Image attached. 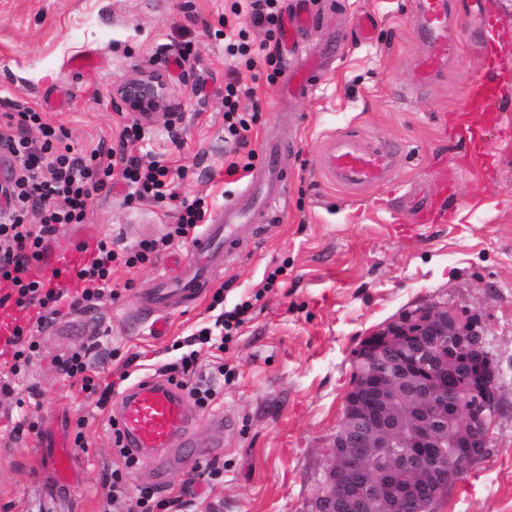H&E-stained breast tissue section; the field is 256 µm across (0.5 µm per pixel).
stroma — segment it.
I'll list each match as a JSON object with an SVG mask.
<instances>
[{
    "mask_svg": "<svg viewBox=\"0 0 512 512\" xmlns=\"http://www.w3.org/2000/svg\"><path fill=\"white\" fill-rule=\"evenodd\" d=\"M453 2L448 24L460 35L458 58L418 86L415 64L428 48L414 28L416 0H279L282 13L303 6L319 16L300 43L327 50L313 95L284 102L286 70L303 55L286 54L264 29L235 15L233 0H0V113L20 106L41 112L78 152L115 148L133 116L114 103L113 85L141 68L162 71L169 109L145 122L138 147L181 171L180 196L203 199L211 219L245 183L226 173L235 156L224 141V84L234 77L255 89L239 103L240 111L258 113L249 133L253 163L262 164L266 141L278 143L288 195L283 211L243 227L242 258L195 304L170 311L165 335H153L132 312L159 275L190 257L188 241L135 267L114 266L113 295L41 328L25 378L14 394L0 395V512H131L141 489L169 498L188 479L195 512H307L342 419L358 344L399 313L435 302L477 320L499 371L488 455L438 512H512V0H484L488 26L480 25L473 0ZM365 13L377 23L362 41L355 23ZM238 30L251 46L266 44L274 65L250 69L229 55L226 36ZM484 41L500 56L499 88L486 111L469 114ZM89 52L102 63L91 77L72 67ZM182 53L188 62L175 66ZM465 113L467 127L458 122ZM338 137L396 146L388 185L336 182L327 158ZM430 203L439 211L435 222L415 223L414 213ZM175 221L165 203L127 199L118 187L97 196L85 223L67 226L57 243L103 239L129 247L161 237ZM219 290L228 307L264 293L262 311L228 350L200 353L202 372L223 363L229 380L219 382L211 405L195 408L181 455L125 472V494L111 500L102 473L122 461L108 416L57 371L55 359L106 345L108 354L92 364L101 383L123 393V370L136 380L155 377L181 357L185 337L213 326ZM21 414L36 429L16 440L10 431ZM218 415L226 430L212 427ZM80 417L87 421L86 445L76 451L80 479L54 488L37 450L50 437L72 445ZM213 446L223 476L195 479Z\"/></svg>",
    "mask_w": 512,
    "mask_h": 512,
    "instance_id": "1",
    "label": "stroma"
}]
</instances>
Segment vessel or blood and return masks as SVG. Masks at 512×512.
<instances>
[{
	"label": "vessel or blood",
	"instance_id": "b4317fda",
	"mask_svg": "<svg viewBox=\"0 0 512 512\" xmlns=\"http://www.w3.org/2000/svg\"><path fill=\"white\" fill-rule=\"evenodd\" d=\"M448 0H418V25L430 44L429 53L416 66L415 82L424 84L443 68L455 51L448 33ZM308 65L302 70L288 71L283 94H310L320 69V54L308 52ZM394 156L390 148L377 145L363 147L350 140L333 145L328 166L338 182L350 185L380 184L386 181ZM279 159L275 152L265 151L264 162L255 169L245 190L225 204L219 220L205 225L194 244V255L185 260L175 275L160 278L156 287L142 297L141 315L149 316L157 335L166 332L168 311L199 299L213 273L223 267L236 250L238 231L261 206L280 198L284 185L279 177ZM122 444L136 459H144L146 451L165 452L187 446L194 416L181 392L163 380L147 379L129 388L118 404ZM40 463L58 485L74 482V454L71 449H40Z\"/></svg>",
	"mask_w": 512,
	"mask_h": 512
}]
</instances>
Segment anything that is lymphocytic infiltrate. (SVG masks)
<instances>
[{
    "instance_id": "obj_1",
    "label": "lymphocytic infiltrate",
    "mask_w": 512,
    "mask_h": 512,
    "mask_svg": "<svg viewBox=\"0 0 512 512\" xmlns=\"http://www.w3.org/2000/svg\"><path fill=\"white\" fill-rule=\"evenodd\" d=\"M254 89L242 88L237 79L224 84V130L231 151L238 157L228 167L229 173L250 171L254 151L249 150L247 134L253 121L240 112L241 96H254ZM40 132V139L28 137L29 129ZM64 129L54 128L41 113L32 109L0 114V146L15 155L22 164L24 176L18 190L7 200L0 215V308L11 305L19 309V317L5 321L10 335L9 373L0 377V392L11 393L13 377L19 376L39 344L34 327L44 326L59 318L63 310L88 309L101 299L112 282V267H133L157 257L162 246L173 239L195 238L205 217L201 200L187 202L176 193L170 178L171 169L159 159L135 154L141 138V127L125 125L120 133L121 149L113 151L96 146L86 152H75L64 145ZM131 187L141 198L170 201L178 214L164 237L140 241L137 245L115 251L103 240L95 245H81V260L66 271L45 272L43 262L51 245L68 225L84 223L88 204L115 183ZM38 211L37 223H30L31 211ZM262 292L236 303L216 319L220 333L202 328L191 339L192 350L184 353L179 363L161 366L170 385L188 391L199 407L211 404L215 392L210 383L196 379L199 348L202 345L225 350L233 336L252 319ZM58 370L76 380L81 392L95 398V406L106 410L112 406L114 384H101L89 358L88 350L73 352L57 359Z\"/></svg>"
}]
</instances>
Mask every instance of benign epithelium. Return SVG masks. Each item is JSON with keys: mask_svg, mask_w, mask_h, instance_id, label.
I'll return each instance as SVG.
<instances>
[{"mask_svg": "<svg viewBox=\"0 0 512 512\" xmlns=\"http://www.w3.org/2000/svg\"><path fill=\"white\" fill-rule=\"evenodd\" d=\"M112 99L142 119L166 110L169 85L153 69L118 81ZM483 352L482 333L447 303H431L380 325L364 337L354 362L343 419L329 445L330 460L309 512H435V504L465 470L479 464L497 407L467 416L458 446L474 452L456 460L448 446V369L457 355ZM398 452L387 457V449Z\"/></svg>", "mask_w": 512, "mask_h": 512, "instance_id": "7a95c632", "label": "benign epithelium"}]
</instances>
